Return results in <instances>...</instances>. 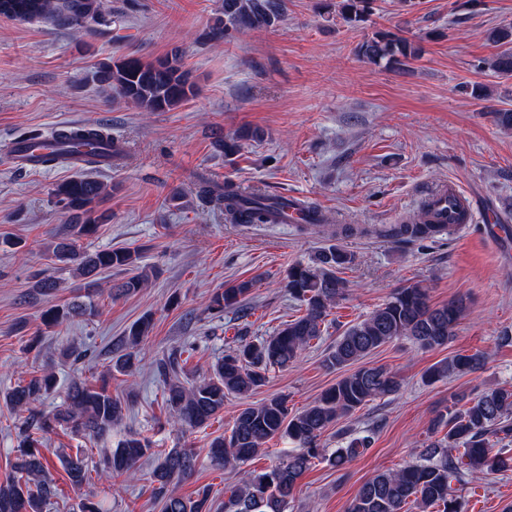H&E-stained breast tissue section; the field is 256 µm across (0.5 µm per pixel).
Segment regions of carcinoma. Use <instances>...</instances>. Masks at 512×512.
Masks as SVG:
<instances>
[{
	"mask_svg": "<svg viewBox=\"0 0 512 512\" xmlns=\"http://www.w3.org/2000/svg\"><path fill=\"white\" fill-rule=\"evenodd\" d=\"M373 0H336L320 4L326 13L337 10L347 22H360L372 11ZM283 0H224V18L209 29L215 42L229 41L236 34L252 29L272 27L281 21ZM0 15L6 18L47 20L77 31L90 30L103 15L102 0H0ZM489 40L502 50L490 68L502 75H512V26L503 25L490 31ZM370 63L383 60L404 65L416 58L419 48L408 39L390 31H378L359 48ZM90 79L105 91L118 96L145 112H167L195 95L196 88L181 57L174 52L152 61L133 54L113 58L91 71ZM246 137L259 139L254 131L245 136L234 134L216 141L224 156L240 151ZM56 149L42 156L41 163L54 168L67 160L64 148H85L86 163L93 167L109 166L111 157L100 150L112 140L109 129L100 124L61 126L54 130ZM114 187L95 178L79 175L56 185L51 202L66 218L64 231L47 247L51 260L75 278L85 281V288L99 292L98 276L115 270L125 274L108 289L114 299L126 297L148 286L152 277L149 266L142 264L138 249L128 247L89 249L82 240L93 236L99 225L110 219L104 204L112 198ZM198 197L224 213L231 224H273L275 217L288 209V199L257 190H248L231 180L219 185L202 177L197 184ZM304 222L300 229L321 227L329 219L313 202L305 203ZM449 233L442 224L418 223L412 219L394 224L384 235L398 240L424 242ZM355 260V255L338 244L323 248L313 264L297 262L288 267L285 287L299 303V315L271 336L241 340L211 368V372L192 382L181 379L176 360L167 365L168 380L164 391L169 424L181 429L207 426L224 411V399L248 398L268 382L271 370L286 368L300 359L313 341L322 336V324L336 303L345 298L346 281L339 270ZM253 283L240 281L216 291L208 309L222 312L239 309L251 292ZM92 302L75 300L52 305L42 312V323L56 327L75 317L92 313ZM465 303L452 299L431 303L429 291L419 282L396 289L388 300L365 318L350 325L328 349L324 365L341 370L369 356L381 346L406 337L422 350L448 344L465 313ZM153 327L146 314L135 321L114 343L112 367L130 373L139 363L141 343ZM486 353H457L431 366L424 381L432 384L441 379L474 372L483 367ZM56 384L53 371L42 369L18 382L6 398L18 411H26L17 438L14 476L0 483V512H43L44 505L57 494L50 478L51 460L41 452L44 436L59 427L78 433L100 436L112 432L123 419L125 404L104 386L95 388L75 380L63 403L48 413L33 412L31 405L52 391ZM401 380L383 366H361L345 373L318 399L293 413L288 397L279 394L257 404H249L237 414L229 435L213 439L208 448L218 467H237L261 453L276 437L293 441L298 451L280 459L265 471L244 470L224 502L225 512H283L297 490L302 476L320 455V438L332 425L354 414L369 402L397 393ZM446 432L428 444L422 462L390 469L366 480L358 488L346 512H461L451 483L467 475L512 469V457L502 455L495 446L512 443V385L489 389L479 396L454 401L432 421V430ZM376 431L370 427L335 449L327 458L330 466L341 470L365 453L374 442ZM150 451V442L133 434L125 436L110 449L103 464L107 477L130 478L139 462ZM196 453L187 448H172L164 453L153 471L155 496L162 512H211L210 493L197 497L177 495L170 485L192 474ZM62 463L70 483L80 488L88 483V468L81 456H68Z\"/></svg>",
	"mask_w": 512,
	"mask_h": 512,
	"instance_id": "carcinoma-1",
	"label": "carcinoma"
}]
</instances>
